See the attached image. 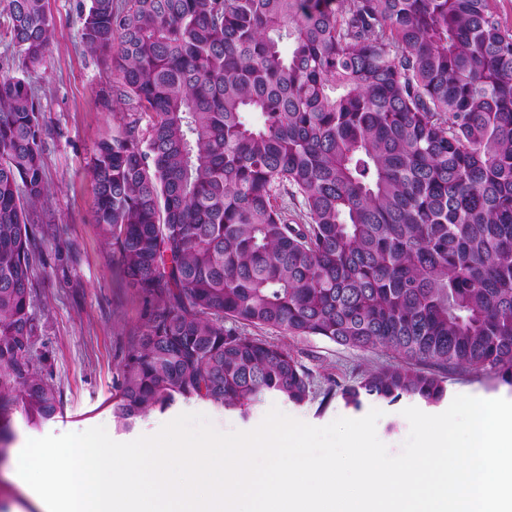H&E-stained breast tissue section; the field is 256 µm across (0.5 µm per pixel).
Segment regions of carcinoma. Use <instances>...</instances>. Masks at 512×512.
Returning a JSON list of instances; mask_svg holds the SVG:
<instances>
[{"label": "carcinoma", "instance_id": "carcinoma-1", "mask_svg": "<svg viewBox=\"0 0 512 512\" xmlns=\"http://www.w3.org/2000/svg\"><path fill=\"white\" fill-rule=\"evenodd\" d=\"M6 18L0 394L36 424L59 395L31 357L28 206L48 188L24 74L54 27L47 0H7ZM82 38L129 106L97 146L94 220L159 303L117 427L179 399L243 420L267 395L310 400L309 369L251 328L396 353L340 388L355 408L437 405L459 369L512 387V28L491 0H91ZM11 413L0 399V453Z\"/></svg>", "mask_w": 512, "mask_h": 512}]
</instances>
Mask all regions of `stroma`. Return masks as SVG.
Here are the masks:
<instances>
[{
  "instance_id": "obj_1",
  "label": "stroma",
  "mask_w": 512,
  "mask_h": 512,
  "mask_svg": "<svg viewBox=\"0 0 512 512\" xmlns=\"http://www.w3.org/2000/svg\"><path fill=\"white\" fill-rule=\"evenodd\" d=\"M88 6L89 0H48L53 45L43 64L27 76L38 97L48 183L47 197L31 210L40 255L33 288L40 327L35 358L58 390L60 404L51 419L35 426L27 422L22 403L14 404L8 457H15L28 439L95 426L105 427L115 441L129 442L157 433L184 412L205 414L221 431L250 430L274 407L314 426L381 410L377 435L391 454H398L410 430L403 411L414 404L406 397L392 404L369 399L353 408L338 395L300 405L271 396L246 421L203 401L179 400L137 419L132 430L118 429L112 417L117 382L155 303L128 286L117 255L93 219L92 159L98 141L118 128L127 107L105 95L112 69L82 38ZM290 345L320 386L330 377L351 384L363 372L399 361L387 350L360 351L316 337L295 338ZM447 387L452 397L512 399L511 386L468 370L450 372Z\"/></svg>"
}]
</instances>
